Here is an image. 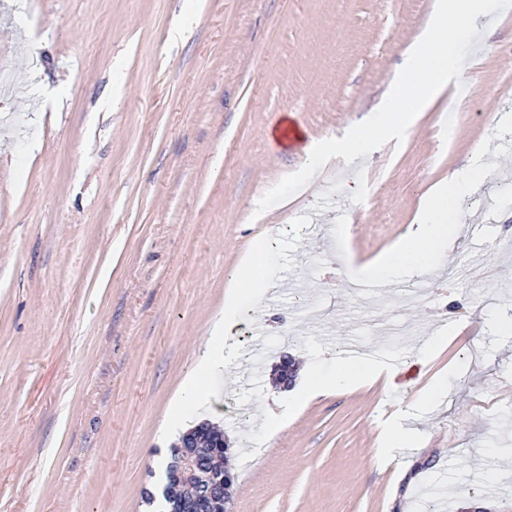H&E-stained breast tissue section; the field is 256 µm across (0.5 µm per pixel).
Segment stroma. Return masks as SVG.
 I'll use <instances>...</instances> for the list:
<instances>
[{
  "mask_svg": "<svg viewBox=\"0 0 512 512\" xmlns=\"http://www.w3.org/2000/svg\"><path fill=\"white\" fill-rule=\"evenodd\" d=\"M434 0H0V512H158L161 432L231 271L268 239L277 297L243 306L200 410L223 430L227 512L512 506V9L484 16L461 85L401 144L331 158L257 213L303 144L362 120ZM494 141L432 275L360 287L434 183ZM444 334L441 350L422 341ZM357 350L392 386L332 391L265 438L282 358ZM447 393L416 405L434 375ZM417 440L380 452L381 424Z\"/></svg>",
  "mask_w": 512,
  "mask_h": 512,
  "instance_id": "1",
  "label": "stroma"
}]
</instances>
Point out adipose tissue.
Here are the masks:
<instances>
[{
    "instance_id": "obj_1",
    "label": "adipose tissue",
    "mask_w": 512,
    "mask_h": 512,
    "mask_svg": "<svg viewBox=\"0 0 512 512\" xmlns=\"http://www.w3.org/2000/svg\"><path fill=\"white\" fill-rule=\"evenodd\" d=\"M481 178L479 169H470L449 176L434 190L426 193L417 224L375 261L365 266L360 275L363 279L383 284L391 282L401 273L423 272L437 265L444 257L449 244L459 234V216L454 207L458 194L468 190ZM268 247L264 238L253 242L249 260L233 274L234 284L229 296L230 304L243 301L259 303L269 281L263 255ZM226 319H218L211 336L203 346L195 371L183 385L189 401L207 400L212 396L210 382L220 374L227 362L224 349ZM396 369L373 358H338L330 372L308 370L297 387L288 393L289 405L310 399L334 388H341L360 380L385 379L393 383Z\"/></svg>"
}]
</instances>
